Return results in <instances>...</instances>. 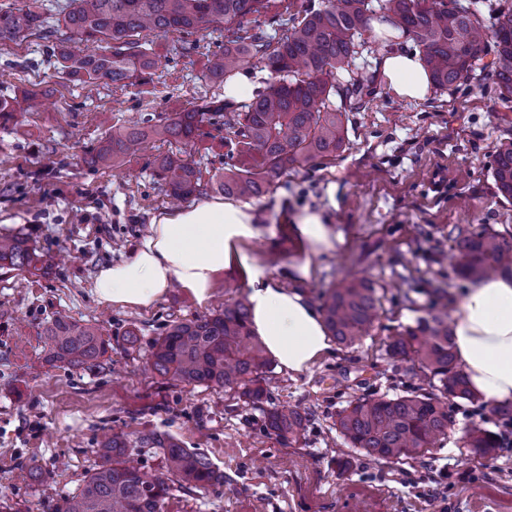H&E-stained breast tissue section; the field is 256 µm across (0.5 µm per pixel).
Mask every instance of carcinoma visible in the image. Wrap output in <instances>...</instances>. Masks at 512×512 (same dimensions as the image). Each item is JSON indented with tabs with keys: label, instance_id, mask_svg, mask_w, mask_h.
<instances>
[{
	"label": "carcinoma",
	"instance_id": "1",
	"mask_svg": "<svg viewBox=\"0 0 512 512\" xmlns=\"http://www.w3.org/2000/svg\"><path fill=\"white\" fill-rule=\"evenodd\" d=\"M266 0H61L56 21L69 31V40L107 43L91 53H75L67 43L54 45L52 56L69 80L101 82L124 87L146 73L154 59L140 35L238 24L240 34L209 59V77L222 81L245 61L264 64L271 80L241 112L224 116V129L245 148L242 165L224 169L219 186L240 199L263 194L270 178L343 150L348 128L345 101L373 93L374 81L354 71L355 60L373 32L371 22L386 26L381 37L411 34L416 39L433 88L453 92L476 70L490 69L499 97L512 101V6L497 9L486 25L478 0H325L324 5L293 19L277 37L251 33L241 23L260 12ZM48 18L31 8H0V44L36 35L50 37ZM44 91L32 85L21 94L0 98V117L34 112ZM229 109L222 99H204L158 125L134 124L101 141L88 164L106 168L137 153L148 138L192 142L211 113ZM169 196L184 200L200 187L194 164L174 155L157 159ZM490 174L498 194L512 201V142L499 144L491 155ZM448 240L459 254L458 274L481 280L512 270V244L493 227L454 225ZM38 258L25 238L0 239V267L28 269ZM381 296L363 278L344 279L330 289L324 321L336 342L353 347L369 335L379 316ZM250 305L245 299L224 310L174 321L154 343L148 366L167 380L183 385L214 384L254 407L268 401L266 374L271 362L259 341H252ZM45 362L52 366L94 369L104 366L112 349L99 327L65 315L54 317L45 330ZM395 363L418 360L434 391L406 392L394 397L368 395L352 400L339 414L336 426L344 441L365 456L378 459H418L438 437L446 434L451 416L448 398L469 399L472 392L454 362L452 327L448 313L431 311L402 327L387 346ZM307 419L297 411L265 410V430L284 444L300 441ZM468 447L478 456L496 450V440L473 426ZM149 448L161 458V470L134 466L130 457ZM98 462L72 495L52 505V512H163L172 479L205 488L224 482V473L205 456L183 447L159 431L114 432L96 448Z\"/></svg>",
	"mask_w": 512,
	"mask_h": 512
}]
</instances>
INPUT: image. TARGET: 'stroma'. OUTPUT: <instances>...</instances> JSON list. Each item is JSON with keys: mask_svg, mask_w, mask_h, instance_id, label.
Here are the masks:
<instances>
[{"mask_svg": "<svg viewBox=\"0 0 512 512\" xmlns=\"http://www.w3.org/2000/svg\"><path fill=\"white\" fill-rule=\"evenodd\" d=\"M321 4L269 0L243 25L271 35L282 20ZM236 35L233 28L142 34L158 64L122 89L69 81L47 62L50 45L37 37L0 46V98L37 83L50 102L46 111L0 119V232L28 239L40 256L31 272L0 269V512H49L39 474L51 476L56 496L76 492L95 465L98 442L120 430L169 433L223 472V484L174 491L165 512H512V418L482 402L451 400L446 435L420 460L364 456L336 430L351 399L393 396L413 384L386 349L422 308L450 306L466 287L453 272L458 254L449 226L489 224L512 242V204L489 172L495 146L512 140V102L498 98L490 70L452 93L399 98L378 68L384 48L364 50L357 65L373 75L374 92L348 108L344 151L288 170L253 199L266 231L247 249L284 286L301 248L293 216L322 208L343 242L313 257L301 291L319 309L339 281L363 277L382 297L375 328L360 344L332 345L304 373L270 374L269 406L307 414L299 443L281 444L265 431L260 410L223 388L184 386L146 365L168 324L247 296L241 273H220L203 304L180 288L147 310L96 297L98 270L129 258L152 218L172 207L156 157L179 152L200 169L198 202L218 197L217 181L237 152L224 142L220 114L190 144L149 140L106 170L88 164L90 152L113 130L148 127L223 97L208 61ZM405 293L412 304L401 302ZM59 314L92 322L111 338L105 368L45 362L44 329ZM475 424L497 436L494 457L466 448Z\"/></svg>", "mask_w": 512, "mask_h": 512, "instance_id": "1", "label": "stroma"}]
</instances>
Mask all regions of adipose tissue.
Instances as JSON below:
<instances>
[{"label": "adipose tissue", "instance_id": "ef3b65f1", "mask_svg": "<svg viewBox=\"0 0 512 512\" xmlns=\"http://www.w3.org/2000/svg\"><path fill=\"white\" fill-rule=\"evenodd\" d=\"M380 68L393 95H427L429 74L418 54H386ZM260 220L254 207L222 199L157 215L130 258L99 269L94 293L117 307L145 309L176 285L203 303L219 273L241 267L253 334L281 368L304 372L330 347L325 323L306 294L281 287L265 264L244 251V243L260 235ZM294 222L305 249L289 269L292 279L301 280L311 276L313 256L333 249L335 236L325 210L303 209ZM453 318L454 355L471 391L490 405L512 401V276L468 285Z\"/></svg>", "mask_w": 512, "mask_h": 512}]
</instances>
